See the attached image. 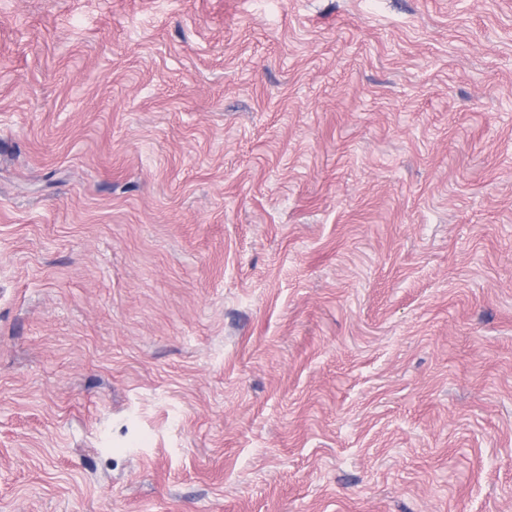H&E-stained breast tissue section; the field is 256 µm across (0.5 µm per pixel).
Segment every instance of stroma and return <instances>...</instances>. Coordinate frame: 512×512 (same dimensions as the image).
<instances>
[{"label":"stroma","instance_id":"stroma-1","mask_svg":"<svg viewBox=\"0 0 512 512\" xmlns=\"http://www.w3.org/2000/svg\"><path fill=\"white\" fill-rule=\"evenodd\" d=\"M0 512H512V0H0Z\"/></svg>","mask_w":512,"mask_h":512}]
</instances>
